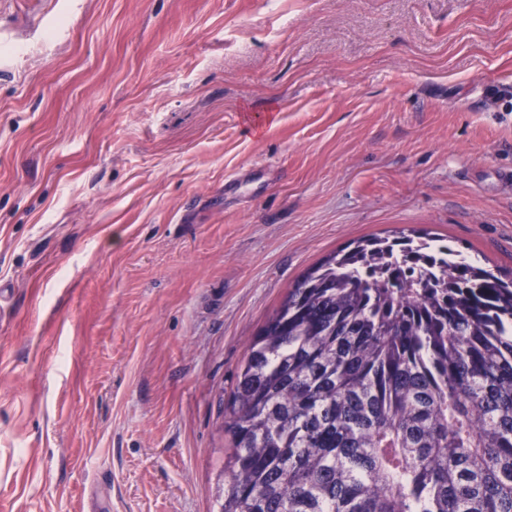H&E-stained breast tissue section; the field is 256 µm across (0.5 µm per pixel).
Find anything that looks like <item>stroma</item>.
I'll return each mask as SVG.
<instances>
[{"label": "stroma", "instance_id": "stroma-1", "mask_svg": "<svg viewBox=\"0 0 512 512\" xmlns=\"http://www.w3.org/2000/svg\"><path fill=\"white\" fill-rule=\"evenodd\" d=\"M505 88L512 0H0V512H218L248 346L350 241L512 272Z\"/></svg>", "mask_w": 512, "mask_h": 512}]
</instances>
